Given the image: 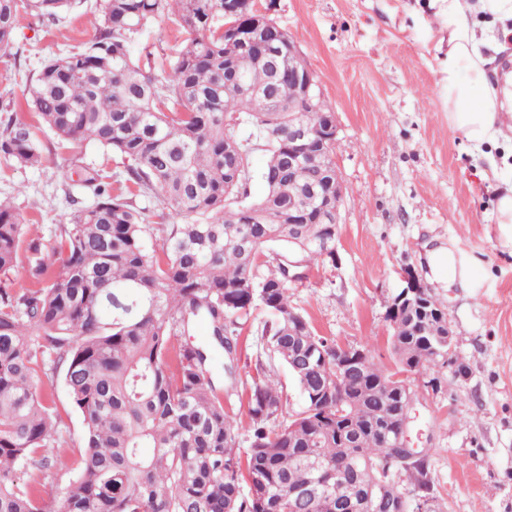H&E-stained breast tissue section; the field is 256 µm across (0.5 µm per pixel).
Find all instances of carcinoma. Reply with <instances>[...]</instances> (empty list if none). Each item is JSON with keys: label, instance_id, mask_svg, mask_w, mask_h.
<instances>
[{"label": "carcinoma", "instance_id": "1", "mask_svg": "<svg viewBox=\"0 0 512 512\" xmlns=\"http://www.w3.org/2000/svg\"><path fill=\"white\" fill-rule=\"evenodd\" d=\"M72 0H0V51L13 45L20 11L52 23ZM95 35L64 50L26 79L22 99L58 144L75 154L60 164L69 205L54 244L31 265L34 285L0 291V512H340L352 483L375 491L414 469L422 497L433 500L428 454L410 463L389 447L384 429L402 409L393 373L356 346L343 388L336 389V341L320 335L293 306L288 252L306 264L334 253L288 241L336 237L334 224H290L284 208L297 196L309 213L308 168L288 180V102L297 95L282 72L288 43L272 56L224 34V23L252 25L247 14L224 18V0H100ZM168 20L185 35L160 66L133 53L145 31ZM276 89L257 103L243 90ZM329 107L299 113L315 128ZM267 147L266 192L250 199L251 156ZM94 144L118 156L136 186L111 183L77 155ZM0 156L42 166L32 125L0 121ZM154 203L146 223L138 199ZM19 213L0 200V273L14 270L24 242ZM279 257L270 266L269 255ZM272 318L261 337L267 361L255 363L248 396L249 446L224 408L237 390L238 336L251 310ZM429 314L390 304L397 371L444 392L460 378L448 365L442 335L448 308L429 294ZM204 326L210 339L171 349L173 338ZM288 370L302 405L276 426L283 409L274 364ZM62 371L84 423L73 486L58 500L41 487L58 459L56 418L36 387L39 374ZM343 414L336 419V406ZM338 480L316 482L314 464ZM254 485L257 492L244 491ZM296 489L305 497L293 494Z\"/></svg>", "mask_w": 512, "mask_h": 512}]
</instances>
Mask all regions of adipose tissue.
Returning <instances> with one entry per match:
<instances>
[{"instance_id": "1", "label": "adipose tissue", "mask_w": 512, "mask_h": 512, "mask_svg": "<svg viewBox=\"0 0 512 512\" xmlns=\"http://www.w3.org/2000/svg\"><path fill=\"white\" fill-rule=\"evenodd\" d=\"M448 29V122L475 147L512 143V0H434Z\"/></svg>"}]
</instances>
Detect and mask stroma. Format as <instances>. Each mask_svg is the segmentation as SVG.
I'll use <instances>...</instances> for the list:
<instances>
[{
	"instance_id": "obj_1",
	"label": "stroma",
	"mask_w": 512,
	"mask_h": 512,
	"mask_svg": "<svg viewBox=\"0 0 512 512\" xmlns=\"http://www.w3.org/2000/svg\"><path fill=\"white\" fill-rule=\"evenodd\" d=\"M429 0H255L296 43L334 112L341 147L335 155L343 187L336 256L309 266L291 299L318 333L349 346L370 344L391 369L387 308L413 267L448 307L457 351L469 366L461 396L416 403L409 445L427 449L436 512H512V235L494 221L495 180L482 177L477 151L448 126L439 18ZM84 0L58 25L19 17L12 51L0 54V118L16 115L27 77L49 53L90 39ZM42 167H0V197L13 201L27 239L46 242L68 207L59 189L64 154L47 129L36 132ZM452 244L471 263L469 287H448L429 265L431 249ZM269 315L252 310L241 333L239 369L249 379L262 353ZM59 429L83 433L62 376L39 378Z\"/></svg>"
}]
</instances>
